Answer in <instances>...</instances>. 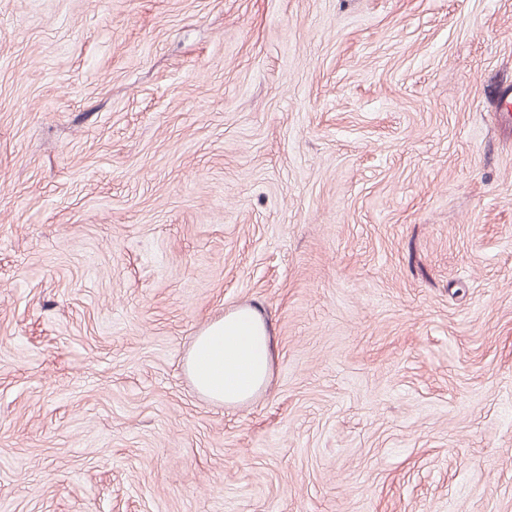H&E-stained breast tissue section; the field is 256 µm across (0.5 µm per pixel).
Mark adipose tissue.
<instances>
[{
    "mask_svg": "<svg viewBox=\"0 0 512 512\" xmlns=\"http://www.w3.org/2000/svg\"><path fill=\"white\" fill-rule=\"evenodd\" d=\"M275 356L269 327L255 310L243 306L196 336L185 366L202 396L234 406L267 386Z\"/></svg>",
    "mask_w": 512,
    "mask_h": 512,
    "instance_id": "1",
    "label": "adipose tissue"
}]
</instances>
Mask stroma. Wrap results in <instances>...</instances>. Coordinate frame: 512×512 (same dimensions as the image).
I'll use <instances>...</instances> for the list:
<instances>
[{
  "label": "stroma",
  "mask_w": 512,
  "mask_h": 512,
  "mask_svg": "<svg viewBox=\"0 0 512 512\" xmlns=\"http://www.w3.org/2000/svg\"><path fill=\"white\" fill-rule=\"evenodd\" d=\"M510 101L512 0H0V501L512 512ZM276 343L260 315L247 306L224 315L196 336L185 366L209 401L234 406L270 381Z\"/></svg>",
  "instance_id": "1"
}]
</instances>
